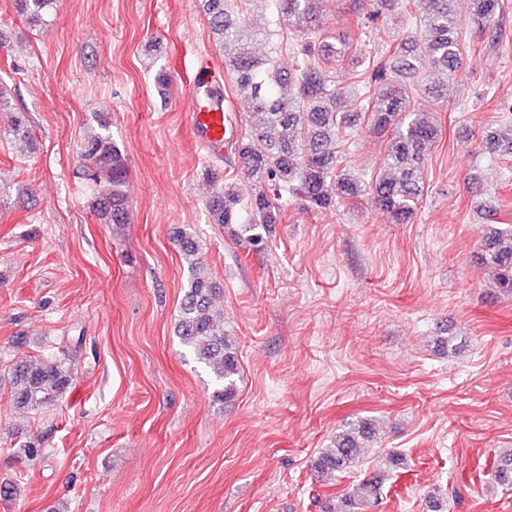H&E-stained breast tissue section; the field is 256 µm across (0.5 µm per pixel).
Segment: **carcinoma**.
Segmentation results:
<instances>
[{
    "label": "carcinoma",
    "instance_id": "obj_1",
    "mask_svg": "<svg viewBox=\"0 0 512 512\" xmlns=\"http://www.w3.org/2000/svg\"><path fill=\"white\" fill-rule=\"evenodd\" d=\"M248 0H204L212 32L230 52L229 65L238 95L252 105L248 122L255 139L241 144L238 156L243 174L250 183L247 195L225 183L206 203L209 221L228 230L234 238L246 236L256 245L263 232L278 223L283 194L293 193L311 212L324 213L343 198L369 196L372 203L393 222L403 223L414 214L423 198L420 169L427 146L442 135L434 117L411 106V83L428 65L443 73L448 90L463 71L467 29L448 25L450 5L455 0H377L383 5L403 6V17L417 20L421 52L393 64L380 51L355 74L352 96L359 102L351 114L337 109L341 93L330 89L327 63L341 60L350 50V39L336 43L319 41L322 25L320 0H269L272 18L264 31L270 44L265 58L248 46L243 4ZM470 26L483 31L497 27L502 0H470ZM28 28L46 25L56 0H15ZM296 35L285 45L283 31ZM293 57L292 69L278 67L275 58L281 49ZM362 120L372 131L388 138L383 172L365 178L347 162V156L332 150L342 139L346 125ZM479 147L490 154H511L512 136L502 138L493 131L482 136ZM88 180L100 187L98 211L109 224L129 221L127 198L122 191L126 180L123 154L108 128L85 139L80 146ZM187 264V285L183 290L176 334L195 362L213 380L212 400L231 401L240 380V360L234 340L224 333L221 320L213 314V300L220 288L201 274L202 247L196 235L180 230L173 237ZM482 260L492 269L499 291L512 294V228L491 227L482 243ZM12 402L18 409L37 410L62 398L72 385L67 362L52 356L38 363L13 366ZM371 423L358 420L336 430L331 445L319 451L313 469L321 481L332 480L355 466L363 441L372 437ZM495 481L512 486V453L493 461ZM383 477L375 473L365 478L354 494L337 497L323 512H366L379 505Z\"/></svg>",
    "mask_w": 512,
    "mask_h": 512
}]
</instances>
